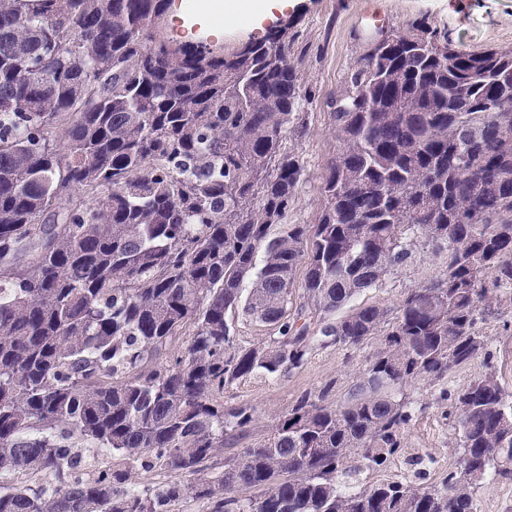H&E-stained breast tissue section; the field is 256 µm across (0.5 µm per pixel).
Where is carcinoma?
Segmentation results:
<instances>
[{"label":"carcinoma","mask_w":512,"mask_h":512,"mask_svg":"<svg viewBox=\"0 0 512 512\" xmlns=\"http://www.w3.org/2000/svg\"><path fill=\"white\" fill-rule=\"evenodd\" d=\"M166 9L0 0V512H477L512 476V391L482 332L512 303V110L490 111L512 105V49L433 30L369 48L365 98L336 97L319 223L290 224L299 75L271 57L294 55L292 25L224 55L166 39ZM419 238L448 248L444 278L336 316ZM241 315L274 330L247 344ZM372 338L342 401L301 394L215 466L255 412L225 391ZM477 359L440 392L459 454L442 480L361 483L428 408L407 386ZM155 469L190 481L135 482Z\"/></svg>","instance_id":"obj_1"}]
</instances>
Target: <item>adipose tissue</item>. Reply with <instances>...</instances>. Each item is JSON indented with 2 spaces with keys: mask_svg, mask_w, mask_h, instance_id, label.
<instances>
[{
  "mask_svg": "<svg viewBox=\"0 0 512 512\" xmlns=\"http://www.w3.org/2000/svg\"><path fill=\"white\" fill-rule=\"evenodd\" d=\"M297 0H204L194 15V22L205 25L214 37H221L223 27L217 19L223 13L239 15L245 27L256 28L267 19H276L293 10Z\"/></svg>",
  "mask_w": 512,
  "mask_h": 512,
  "instance_id": "ef3b65f1",
  "label": "adipose tissue"
}]
</instances>
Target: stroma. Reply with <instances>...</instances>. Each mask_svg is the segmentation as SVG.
<instances>
[{"label":"stroma","mask_w":512,"mask_h":512,"mask_svg":"<svg viewBox=\"0 0 512 512\" xmlns=\"http://www.w3.org/2000/svg\"><path fill=\"white\" fill-rule=\"evenodd\" d=\"M287 20L294 25L295 54L301 59L302 128L290 134L286 146L305 166L288 210L292 224H315L320 219L323 175L343 147L330 104L376 37L406 34L423 26L468 51L512 48V0H299ZM447 261V249L417 239L408 261L391 271L378 287L355 297L354 303L395 309L408 289L443 278ZM482 332L497 357L501 383L512 389V305L492 304ZM378 350L379 342L373 339L351 351H316L301 369L285 376L244 378L225 393L224 402L254 407L246 441L259 442L270 435L275 417L286 412L303 392L332 380L336 383L333 398L342 400L356 373L369 365ZM484 371L477 360L450 373L441 386L423 381L412 384L411 395L428 402L429 407L406 430L402 453L382 473H365L364 482L370 484L382 476H413L419 468L413 463L418 456L426 459L421 468L428 481H440L454 466L457 453L446 407L436 398L441 389L457 391Z\"/></svg>","instance_id":"obj_1"}]
</instances>
